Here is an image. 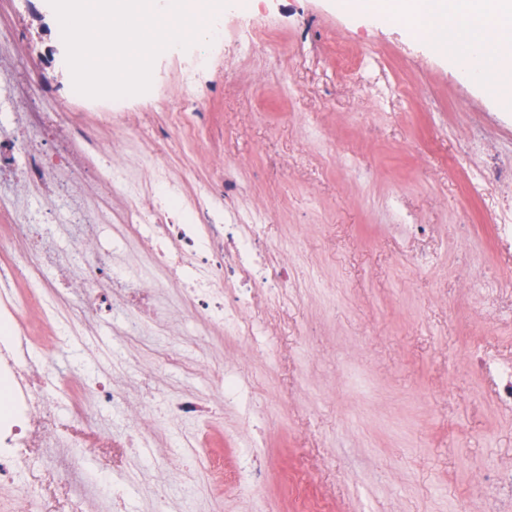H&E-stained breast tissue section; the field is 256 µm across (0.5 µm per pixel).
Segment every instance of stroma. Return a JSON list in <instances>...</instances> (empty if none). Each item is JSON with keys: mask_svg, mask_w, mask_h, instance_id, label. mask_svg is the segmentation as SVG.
I'll list each match as a JSON object with an SVG mask.
<instances>
[{"mask_svg": "<svg viewBox=\"0 0 512 512\" xmlns=\"http://www.w3.org/2000/svg\"><path fill=\"white\" fill-rule=\"evenodd\" d=\"M258 16L272 23L263 50L241 36ZM0 19L16 32L0 51L40 68V111L78 113L115 162L149 181L141 160L179 109V65L158 57L146 94L88 102L50 64L52 8L0 0ZM234 25L197 79L204 120L162 145L163 159L186 194L220 174L242 212L263 216L288 294L274 303L257 293L248 336L201 324L151 277L132 282L158 306L138 336L121 335L119 311L68 336L30 307L26 342L55 357L52 414L66 419L95 379L123 390L99 428L134 422L150 439L123 512H296L301 478L333 512H512V405L496 373L512 364V238L498 230L512 224V109L374 11L260 0ZM110 110L140 123V139L108 124ZM77 192L108 217L85 249L112 250L126 196ZM86 279L63 255L47 272L70 306ZM222 371L239 377L241 400L225 401ZM148 395L204 397L215 415L169 423L144 410ZM188 438L199 461L187 482L177 459ZM79 454L78 439L62 436L41 448L40 464L52 478L72 466L81 512H114L97 482L112 449L73 465Z\"/></svg>", "mask_w": 512, "mask_h": 512, "instance_id": "35a3bbf8", "label": "stroma"}]
</instances>
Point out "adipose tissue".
<instances>
[{
	"instance_id": "adipose-tissue-1",
	"label": "adipose tissue",
	"mask_w": 512,
	"mask_h": 512,
	"mask_svg": "<svg viewBox=\"0 0 512 512\" xmlns=\"http://www.w3.org/2000/svg\"><path fill=\"white\" fill-rule=\"evenodd\" d=\"M384 17L412 22L469 79L499 89L512 108V0H389Z\"/></svg>"
}]
</instances>
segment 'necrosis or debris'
<instances>
[{
  "instance_id": "obj_1",
  "label": "necrosis or debris",
  "mask_w": 512,
  "mask_h": 512,
  "mask_svg": "<svg viewBox=\"0 0 512 512\" xmlns=\"http://www.w3.org/2000/svg\"><path fill=\"white\" fill-rule=\"evenodd\" d=\"M33 89L29 79L11 75L0 81V217L15 228L14 241L0 244V281H23L28 286L26 293L0 298V334L12 340L21 337L25 311L39 303L74 334L107 307L122 306L126 309L123 335H138L142 316L151 307L150 295H122L124 273L113 268L109 252L84 251V237L101 217L87 212L72 197L71 185L60 181L63 173L77 168L96 182L113 186L120 182L122 171L113 166L111 150L72 113L23 110L22 103ZM148 164L153 169L151 200L134 202L124 211L121 235L154 240L144 263L160 273L159 287L180 280L183 302L202 322L218 316L229 332L242 334L252 293L261 290L276 299L288 288V272L278 262V249L259 244L260 216L242 218L223 179L188 195L156 159ZM22 186L37 190L45 199L67 201L68 222L74 228L67 253L82 262L91 281L75 314L61 312L56 289L44 281L45 267L57 257L42 244L48 212L31 209L17 197ZM103 277L111 281V289L98 288ZM53 381V372L33 378L11 352L0 351V480L29 476L22 490L29 512L47 509V495L33 476L31 434L38 429L49 439L57 437L41 399Z\"/></svg>"
}]
</instances>
